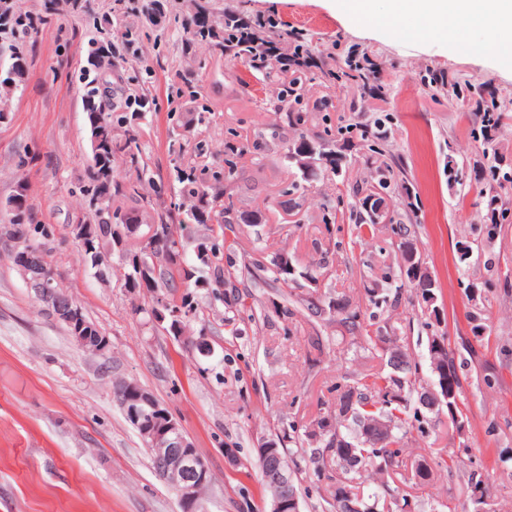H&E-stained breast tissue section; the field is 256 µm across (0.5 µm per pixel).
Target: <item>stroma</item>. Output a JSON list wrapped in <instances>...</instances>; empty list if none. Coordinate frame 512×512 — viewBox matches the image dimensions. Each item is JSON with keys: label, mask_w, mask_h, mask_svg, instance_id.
<instances>
[{"label": "stroma", "mask_w": 512, "mask_h": 512, "mask_svg": "<svg viewBox=\"0 0 512 512\" xmlns=\"http://www.w3.org/2000/svg\"><path fill=\"white\" fill-rule=\"evenodd\" d=\"M200 4L219 17L232 11L265 19L267 30L289 33L283 55L302 43L318 67L274 62L256 70L247 58L206 45L185 52L189 32L181 21ZM16 15L17 23L0 31V48L24 60L15 83L0 88V512H181L113 396L120 379L164 404L206 461L207 512H267L257 448L291 428L304 436L302 445H284L301 512H334L333 472L310 462L316 442L304 432L330 415L351 379L385 370L386 359L334 317L306 310L305 289L273 281L249 262L285 252L300 267L323 265L321 294L346 302L365 323L368 288L399 271L398 224L410 230L440 285L441 322L426 326L413 289L404 288L379 324L394 329L427 385V340L448 336L466 364L459 399L468 437L458 447L447 412L427 415L405 454L408 467L427 460L429 480L414 483L407 467L388 487L366 482L362 489L377 497L380 512H395L402 496L419 512H473L467 475L478 469L489 476L491 512H512V183L498 190L504 216L483 239L479 261L463 269L455 253L456 243L487 221L473 168L494 155L512 174V56H487L482 34L466 24L427 41L402 21L391 30L360 28L340 0H80L76 9L68 0H20ZM129 30L139 36L134 55L123 46ZM93 38L111 39L112 69L89 71ZM355 51L376 63L381 98L365 95L361 81L327 80ZM435 73L447 84L430 86ZM92 80L113 88L115 132H123L118 119L125 115L139 132L138 167L115 170L117 179L143 187L130 246L170 202L193 205L180 191L178 169L221 170L228 158L235 164L224 191L242 218L224 233V285L195 289L198 314L179 331L149 319L157 294L119 276V248H107L95 268L70 234L71 225L103 218L86 192ZM295 80L299 99L282 105V89ZM491 89L503 118L485 139L476 132V107ZM134 98L148 107L132 112L127 102ZM289 110L302 113L300 129L286 126ZM379 117L387 120L379 146L410 189L388 191L391 221L365 239L353 189L377 181L367 148L357 141L347 148L344 173L306 179L288 145L302 133ZM452 163L463 172L461 183L448 178ZM19 206L30 223L51 229L57 282L108 337L106 354L79 347L14 265L8 230ZM476 312L486 325L480 336L471 332ZM200 338L210 355L194 347ZM228 448L236 449V461L225 458Z\"/></svg>", "instance_id": "35a3bbf8"}]
</instances>
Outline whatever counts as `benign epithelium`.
I'll use <instances>...</instances> for the list:
<instances>
[{
    "instance_id": "benign-epithelium-1",
    "label": "benign epithelium",
    "mask_w": 512,
    "mask_h": 512,
    "mask_svg": "<svg viewBox=\"0 0 512 512\" xmlns=\"http://www.w3.org/2000/svg\"><path fill=\"white\" fill-rule=\"evenodd\" d=\"M14 239L13 261L22 269L29 287L53 317L68 326L79 345L95 353H104L109 346L107 336L88 323L82 308L59 290L50 258L26 235L16 233ZM114 395L127 419L134 420L140 427L147 447L154 450L156 473L176 492L182 512H207L200 488L210 478L209 468L194 444L184 436L180 423L169 409L133 381L116 383ZM455 398L456 386L445 378L441 392L420 393L419 404L426 407L430 402L437 405ZM257 458L264 481L274 491L268 512H300L299 498L291 487L293 475L281 465L278 445L262 443L257 448Z\"/></svg>"
}]
</instances>
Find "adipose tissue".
<instances>
[{"instance_id": "obj_1", "label": "adipose tissue", "mask_w": 512, "mask_h": 512, "mask_svg": "<svg viewBox=\"0 0 512 512\" xmlns=\"http://www.w3.org/2000/svg\"><path fill=\"white\" fill-rule=\"evenodd\" d=\"M350 19L361 25L394 28L413 23L415 37L447 35L449 21L470 23L484 32V51L499 58L512 54V0H343Z\"/></svg>"}]
</instances>
